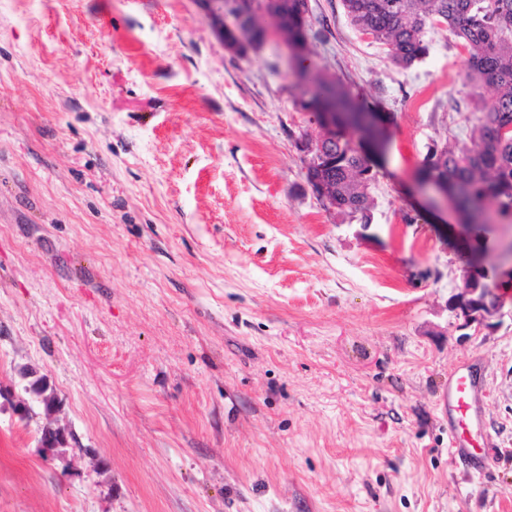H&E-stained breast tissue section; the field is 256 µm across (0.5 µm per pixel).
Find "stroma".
Returning a JSON list of instances; mask_svg holds the SVG:
<instances>
[{
  "mask_svg": "<svg viewBox=\"0 0 512 512\" xmlns=\"http://www.w3.org/2000/svg\"><path fill=\"white\" fill-rule=\"evenodd\" d=\"M308 7L303 60L227 50L198 0H0V512H512V276L455 308L512 220L418 189L495 91L446 25L402 68ZM305 66L384 116L370 223L306 180ZM464 363L479 471L439 404ZM26 367L65 461L6 401ZM487 283V282H486ZM484 288L480 280H472L468 288H461L457 296L456 309L464 317L466 323L484 320L486 315H491L500 307V301L494 288ZM33 370H23L24 378H33L24 386V390L28 395L34 398V401L40 408H44L45 412L52 410L56 402H59L53 390L49 389L44 377H35Z\"/></svg>",
  "mask_w": 512,
  "mask_h": 512,
  "instance_id": "35a3bbf8",
  "label": "stroma"
}]
</instances>
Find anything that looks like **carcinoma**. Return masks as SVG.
<instances>
[{
    "mask_svg": "<svg viewBox=\"0 0 512 512\" xmlns=\"http://www.w3.org/2000/svg\"><path fill=\"white\" fill-rule=\"evenodd\" d=\"M224 0L222 38L240 54L265 43L259 32L241 43L235 35L237 9ZM267 15L288 29V36L304 42L303 16L307 0H263ZM346 16L361 32L388 46L392 61L408 67L426 52L424 32L438 22L463 42L469 53V76L494 88L495 95L482 106V116L471 145L447 149L443 164L424 163L421 179L446 187L448 200L474 224L486 222V205L494 203L500 214L512 216V0H342ZM313 92L301 105L304 112L317 107L333 82L319 74L311 80ZM308 183L325 180L336 185V201L343 213L365 214L373 205L368 191L370 168L353 142L336 132V145L322 167H310ZM24 390L49 412L58 402L44 377L22 371Z\"/></svg>",
    "mask_w": 512,
    "mask_h": 512,
    "instance_id": "1",
    "label": "carcinoma"
}]
</instances>
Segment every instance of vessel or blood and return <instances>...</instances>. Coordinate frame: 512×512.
<instances>
[{
	"label": "vessel or blood",
	"mask_w": 512,
	"mask_h": 512,
	"mask_svg": "<svg viewBox=\"0 0 512 512\" xmlns=\"http://www.w3.org/2000/svg\"><path fill=\"white\" fill-rule=\"evenodd\" d=\"M477 383L474 373L465 367L454 369L448 376V392L442 407L448 413V446L453 453L472 452L474 434L471 420L475 412Z\"/></svg>",
	"instance_id": "vessel-or-blood-1"
}]
</instances>
